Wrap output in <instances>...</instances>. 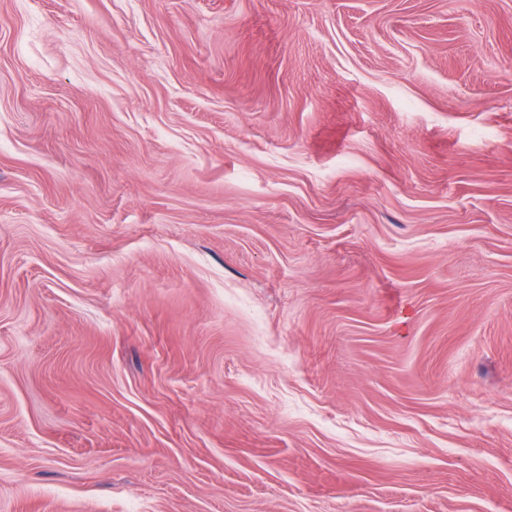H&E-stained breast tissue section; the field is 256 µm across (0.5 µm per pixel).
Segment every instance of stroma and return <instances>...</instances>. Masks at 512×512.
Here are the masks:
<instances>
[{
  "instance_id": "35a3bbf8",
  "label": "stroma",
  "mask_w": 512,
  "mask_h": 512,
  "mask_svg": "<svg viewBox=\"0 0 512 512\" xmlns=\"http://www.w3.org/2000/svg\"><path fill=\"white\" fill-rule=\"evenodd\" d=\"M0 512H512V0H0Z\"/></svg>"
}]
</instances>
